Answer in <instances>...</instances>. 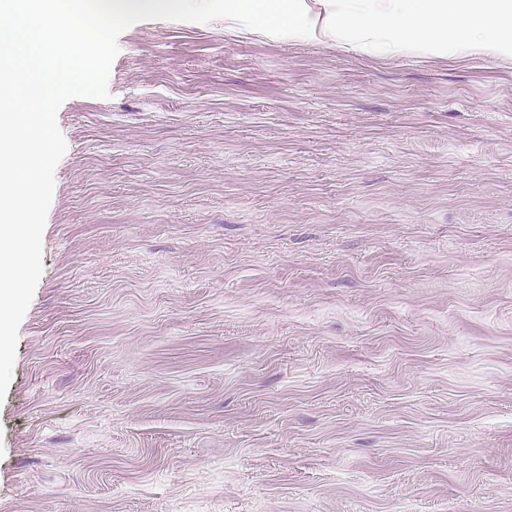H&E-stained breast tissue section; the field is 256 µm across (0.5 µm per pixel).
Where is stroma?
<instances>
[{
  "label": "stroma",
  "mask_w": 512,
  "mask_h": 512,
  "mask_svg": "<svg viewBox=\"0 0 512 512\" xmlns=\"http://www.w3.org/2000/svg\"><path fill=\"white\" fill-rule=\"evenodd\" d=\"M118 47L57 113L0 512H512V58Z\"/></svg>",
  "instance_id": "35a3bbf8"
}]
</instances>
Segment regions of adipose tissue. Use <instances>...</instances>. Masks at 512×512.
I'll return each instance as SVG.
<instances>
[{"label": "adipose tissue", "instance_id": "1", "mask_svg": "<svg viewBox=\"0 0 512 512\" xmlns=\"http://www.w3.org/2000/svg\"><path fill=\"white\" fill-rule=\"evenodd\" d=\"M226 23L381 56L512 55V0H228Z\"/></svg>", "mask_w": 512, "mask_h": 512}]
</instances>
